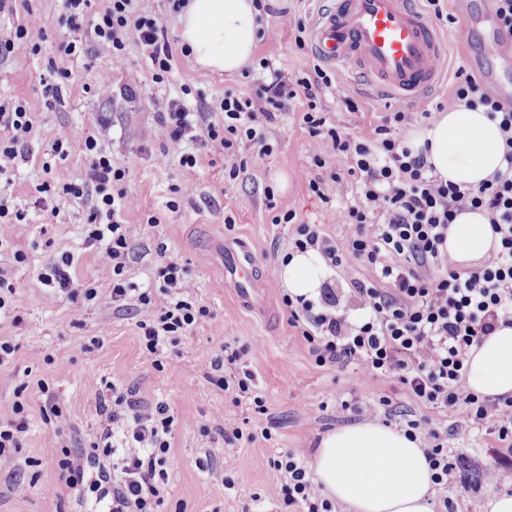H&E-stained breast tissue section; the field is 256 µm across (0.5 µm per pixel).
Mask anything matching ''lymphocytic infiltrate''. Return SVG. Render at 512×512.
<instances>
[{"instance_id": "1", "label": "lymphocytic infiltrate", "mask_w": 512, "mask_h": 512, "mask_svg": "<svg viewBox=\"0 0 512 512\" xmlns=\"http://www.w3.org/2000/svg\"><path fill=\"white\" fill-rule=\"evenodd\" d=\"M91 0H62L70 31L59 48L68 56H78L82 38L91 35L99 49L120 63L126 40H133L157 75L173 67L174 55L162 21L137 12L134 0H110L97 17L89 20ZM268 76L254 93H226L219 103L224 114L223 128L206 121V114L194 110L183 99L169 100L158 120L164 131V151L181 165L194 167L197 160L187 152L190 142L200 143L223 154L230 167L229 178L241 170L236 157L241 144L249 142L267 148L266 131L280 115L289 112L295 100L305 99L302 121L311 136L325 139L333 154L346 156L351 165L346 173L332 172L311 180V191L322 201L342 193L344 176L355 179V195L347 202L343 221L350 233L343 244L328 238L319 225L302 224L292 242L298 252L318 251L330 269L349 276L352 296L362 316L350 321L337 313L336 294L323 288L319 300L283 293L288 321L311 344L320 364L351 367L355 376L397 379L416 406L436 410V417L401 412V427L408 438L426 429L423 452L436 486L451 485L455 466L448 455L449 430H466L487 423L499 440L512 441V397L482 398L466 386L468 352L502 325L512 324V103H503L485 90L483 83L465 67H458L453 99L468 108L485 107L498 120L505 137L504 171L476 188L442 181L434 172L425 151L413 150L399 136L407 116L394 112L374 129L368 141L343 136L329 124L317 108L322 90L332 88L333 77L321 66L312 74L285 78L262 62ZM0 174L28 162L27 140L32 130L23 106L0 102ZM59 157L80 152L88 166L83 186L66 185L63 195L83 198L96 195L89 216L91 229L87 246L99 254L100 272L111 280L109 288L79 289L69 273L70 254H62L42 274L45 285H53L68 299L78 296L100 299L118 309L130 307L133 288L122 280L128 251L126 228L119 217L130 207L125 192H114V184L125 177L95 139L82 141L60 134L51 145ZM487 214L500 247L476 269L453 263L443 246L448 226L465 211ZM369 264L373 279L354 275V263ZM161 275L165 301L157 318L142 323L143 339L150 352L163 351L179 341L183 332L201 318L205 309L196 307L191 297L194 283L180 274L176 263H168ZM103 418L94 448L100 455H118L111 471H91L84 464L64 457L58 461L59 479L69 488L89 487L106 512H155L164 501L168 453L174 417L166 402H148L130 389L106 385L96 392ZM453 411L452 426H444L441 415ZM15 416L0 422V473L15 474L21 437L30 426L23 405ZM278 474L276 491L286 506L303 512H339L332 500L322 496L305 461L289 451L273 459Z\"/></svg>"}]
</instances>
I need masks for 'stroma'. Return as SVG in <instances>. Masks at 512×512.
I'll return each mask as SVG.
<instances>
[{
    "instance_id": "stroma-1",
    "label": "stroma",
    "mask_w": 512,
    "mask_h": 512,
    "mask_svg": "<svg viewBox=\"0 0 512 512\" xmlns=\"http://www.w3.org/2000/svg\"><path fill=\"white\" fill-rule=\"evenodd\" d=\"M272 3L277 12L263 19L268 35L257 41L248 73L229 75L204 70L183 54L179 17L167 0H135L139 11L160 17L167 28L174 65L160 82L130 41L118 68L89 41L78 57L61 55L57 43L66 25L60 0H18L15 14L0 15L5 33L31 12L47 22L43 36L25 38L8 60L0 61V101L23 105L33 125L28 138L32 160L8 178L0 177L11 210L24 214L20 221L0 220V277L16 290L10 307L0 310V338L17 346L0 366V421L12 419L19 400L27 403L31 419L16 476L0 475V512H43L44 494L53 489L62 495L64 512H96L93 493L62 486L57 473L64 452H79L99 438L102 417L91 387L95 381L132 387L141 398L170 406L175 422L158 512H284L281 498L274 495L272 457L285 451L313 454L324 434L358 423L344 403L375 407L387 397L396 409L412 407L397 380L357 378L347 368L318 366L308 344L288 323L279 269L298 225H320L338 243L348 235L341 218L344 200L325 203L309 189L319 173L313 158L324 154L326 144L309 135L302 122L304 105L295 104L271 125L270 155L255 146L243 151L246 166L236 179L225 178L223 154L200 145L187 146L197 158L191 168L164 153L166 139L156 115L168 100L182 95L192 106L209 108V123L220 127L224 114L216 110V102L228 92H253L262 75L260 59L271 60L289 77L312 69L311 50L295 44L293 20L312 22L313 0ZM447 7L455 21L440 30L454 65L488 70V88L502 98L512 97L511 63L492 60L489 47L475 53L470 45L456 43L459 21L477 11L480 0H449ZM51 65L60 72L55 79L59 99L49 109L40 78ZM130 73L142 82L135 104L120 93ZM104 79L113 89L107 98L96 93ZM338 83L357 102L358 111H348L332 89L321 94L317 106L353 139L370 137L392 112L407 113L410 123L401 129L405 136L426 123L420 110L408 104L371 98L343 77ZM62 129L78 141L97 139L113 164L125 171L120 186L134 201L122 213L130 248L126 276L148 292V303L128 311L98 300L74 304L39 279L49 261L70 253L74 280L86 288L106 285L94 250L84 245L94 196L65 199L36 192L45 181L58 186L85 176V155L77 152L62 160L51 153ZM269 192L274 195L270 201L265 198ZM285 210L294 212V221L274 223L275 213ZM228 242L254 248L266 314L241 308L225 285L223 249ZM172 261L195 283V299L208 316L184 332L178 344L154 355L147 351L138 324L158 314L163 304L159 272ZM225 345L244 350L253 394L223 391L205 378L211 359ZM41 380L56 392L62 408L61 417L48 424L39 413L45 400L37 386ZM257 396L265 405L261 414L254 410ZM219 409L236 418L244 436L231 444L218 437L208 447L203 431ZM448 447L458 461L456 477L448 489H435V499H453L460 512H487L493 489L475 484V473L487 465L512 466V447L482 428L449 433ZM213 461L223 467L224 482L207 479L203 467Z\"/></svg>"
}]
</instances>
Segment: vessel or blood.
Segmentation results:
<instances>
[{
	"label": "vessel or blood",
	"mask_w": 512,
	"mask_h": 512,
	"mask_svg": "<svg viewBox=\"0 0 512 512\" xmlns=\"http://www.w3.org/2000/svg\"><path fill=\"white\" fill-rule=\"evenodd\" d=\"M497 26L493 2L485 0L462 32L494 31V57L512 62V36L497 35ZM312 48L323 63L366 86L372 96L415 107L449 76L446 42L415 0H328L313 22ZM224 280L241 305L261 306L257 259L249 247L225 246Z\"/></svg>",
	"instance_id": "1"
}]
</instances>
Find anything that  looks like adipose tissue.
Here are the masks:
<instances>
[{"label":"adipose tissue","mask_w":512,"mask_h":512,"mask_svg":"<svg viewBox=\"0 0 512 512\" xmlns=\"http://www.w3.org/2000/svg\"><path fill=\"white\" fill-rule=\"evenodd\" d=\"M252 0H190L181 39L203 67L234 73L250 60L260 28ZM426 146L442 180L475 188L502 169L504 140L484 110L456 105L410 135ZM498 243L482 211L457 215L445 247L461 266L484 260ZM291 295L317 296L328 269L313 250L292 254L279 270ZM467 387L484 397L512 396V325L498 328L468 357ZM314 470L324 493L354 512H433L432 471L418 442L377 422L337 429L320 442Z\"/></svg>","instance_id":"ef3b65f1"}]
</instances>
